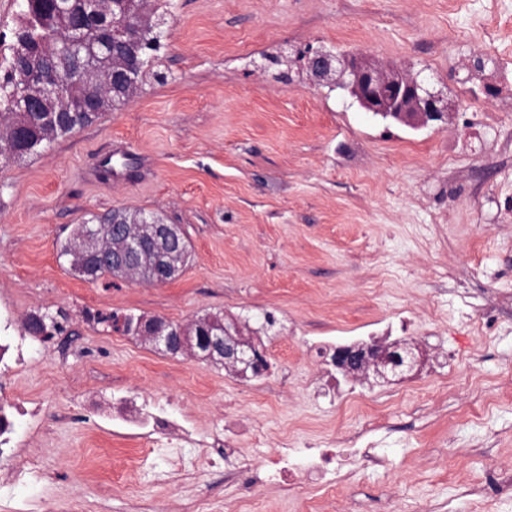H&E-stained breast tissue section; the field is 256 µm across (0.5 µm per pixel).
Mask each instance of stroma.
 <instances>
[{"instance_id": "1", "label": "stroma", "mask_w": 512, "mask_h": 512, "mask_svg": "<svg viewBox=\"0 0 512 512\" xmlns=\"http://www.w3.org/2000/svg\"><path fill=\"white\" fill-rule=\"evenodd\" d=\"M155 76L126 104L37 153L0 163V408L41 478L0 512H512L467 490L512 466V96L482 111L472 73L512 52V0H167ZM360 50L431 77L457 104L414 130L361 111L295 63ZM129 153L121 175L99 156ZM116 208L178 225L182 272L164 284L88 282L60 246ZM63 313L48 341L23 323ZM249 325L257 378L105 329L96 314ZM275 318L266 326L265 314ZM412 340L419 370L361 383L314 344ZM166 407L190 430L179 454L113 420L119 401ZM362 433L390 464L354 466L335 497L285 494L230 471ZM229 448L202 467L201 446Z\"/></svg>"}]
</instances>
